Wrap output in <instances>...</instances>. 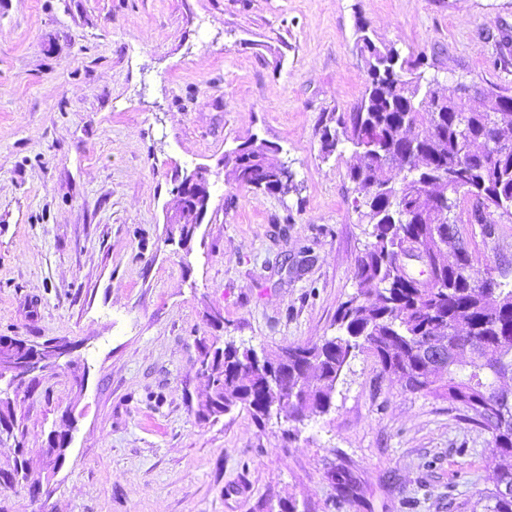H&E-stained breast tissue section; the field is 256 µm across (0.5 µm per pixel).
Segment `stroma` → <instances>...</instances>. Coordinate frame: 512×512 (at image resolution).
Listing matches in <instances>:
<instances>
[{"instance_id":"1","label":"stroma","mask_w":512,"mask_h":512,"mask_svg":"<svg viewBox=\"0 0 512 512\" xmlns=\"http://www.w3.org/2000/svg\"><path fill=\"white\" fill-rule=\"evenodd\" d=\"M362 24L445 94L512 96L497 63L512 0H0V334L70 341L84 376L15 398L0 463L20 442L41 472L49 432L74 420L47 501L0 489L5 512H472L492 489L489 434L364 354L328 413L198 415L202 347L335 335L355 291L353 152L323 156L319 122L365 91ZM252 137L292 170L287 194L227 176ZM198 166L212 198L185 250L166 212ZM461 232L476 277L512 262V215Z\"/></svg>"}]
</instances>
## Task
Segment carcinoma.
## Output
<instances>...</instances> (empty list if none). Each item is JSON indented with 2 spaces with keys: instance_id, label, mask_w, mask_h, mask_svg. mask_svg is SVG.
Segmentation results:
<instances>
[{
  "instance_id": "1",
  "label": "carcinoma",
  "mask_w": 512,
  "mask_h": 512,
  "mask_svg": "<svg viewBox=\"0 0 512 512\" xmlns=\"http://www.w3.org/2000/svg\"><path fill=\"white\" fill-rule=\"evenodd\" d=\"M357 48L369 81L360 102L341 112L336 127L323 125L321 150L330 156L346 143L360 163L348 170L353 204L367 219L368 242L358 256L356 292L336 314V335L288 348V373L272 382L256 367L263 360L233 341L200 353V373L209 394L201 414L217 419L240 406L259 424L286 413L303 422L305 411L325 414L348 361L364 353L383 373L399 375L406 390L459 405L463 417L487 432L505 461L497 487L479 495L481 512H512V496L498 490L512 484V402L493 408L499 381L512 375V287L500 276H473L474 256L465 240L448 251L461 224L495 231L494 212L512 211V112H498L497 92L482 108L464 112L438 92L420 71L422 60L402 57L392 45L376 43L365 28ZM245 149L224 159L238 185L267 194L293 187L283 165L268 161L270 144L251 138ZM408 171L393 182L394 167ZM472 203V208L465 207ZM427 259L434 279L405 269L411 251ZM34 379H10L0 398V436H14L9 392L29 393ZM62 445L47 446L43 462L51 475L65 459ZM41 482L30 475L25 449L0 465V486Z\"/></svg>"
}]
</instances>
